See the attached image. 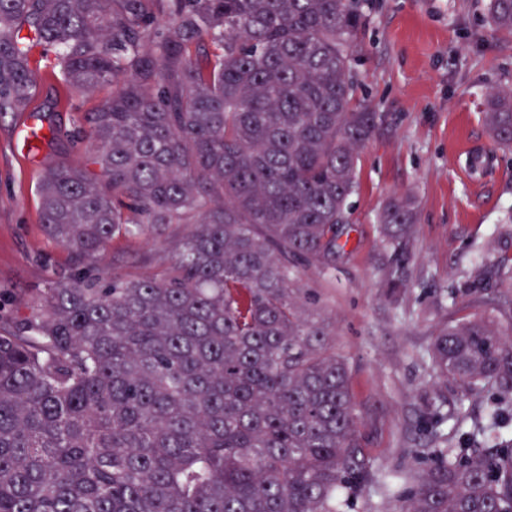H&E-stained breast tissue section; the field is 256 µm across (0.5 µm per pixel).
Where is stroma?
<instances>
[{"mask_svg":"<svg viewBox=\"0 0 512 512\" xmlns=\"http://www.w3.org/2000/svg\"><path fill=\"white\" fill-rule=\"evenodd\" d=\"M488 0H364L351 76L383 116L382 129L359 152L346 253L334 269L304 268L293 288L316 309L337 353L348 362L358 434L374 469L420 468L435 436L468 446L488 412L487 395L468 396L436 375L427 351L435 330L464 317L512 324V151L496 148L483 120L486 94L512 88V39L482 21ZM54 49H35L38 90L32 109L50 134L37 162L15 143L24 113L0 116V314L27 316L51 281L68 275L69 253L42 231L37 181L44 167L76 158L79 114L104 104L103 91L62 103L49 75ZM494 156L479 179L463 170L462 145ZM396 195L418 205L405 251L383 239L377 215ZM167 237L111 241L118 269L153 268ZM403 281L390 291L388 280Z\"/></svg>","mask_w":512,"mask_h":512,"instance_id":"35a3bbf8","label":"stroma"}]
</instances>
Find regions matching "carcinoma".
Here are the masks:
<instances>
[{
    "mask_svg": "<svg viewBox=\"0 0 512 512\" xmlns=\"http://www.w3.org/2000/svg\"><path fill=\"white\" fill-rule=\"evenodd\" d=\"M512 37V0H489ZM361 0H0V114L59 49L91 148L44 169L41 224L69 252L31 314L0 317V512H345L377 482L348 365L289 283L345 254L358 150L381 115L350 78ZM512 147V91L486 102ZM386 202L387 244L415 223ZM172 241L157 271L100 266L135 232ZM434 371L492 411L470 448L382 480L396 512H512V326L451 322ZM412 484L406 488V484Z\"/></svg>",
    "mask_w": 512,
    "mask_h": 512,
    "instance_id": "1",
    "label": "carcinoma"
}]
</instances>
